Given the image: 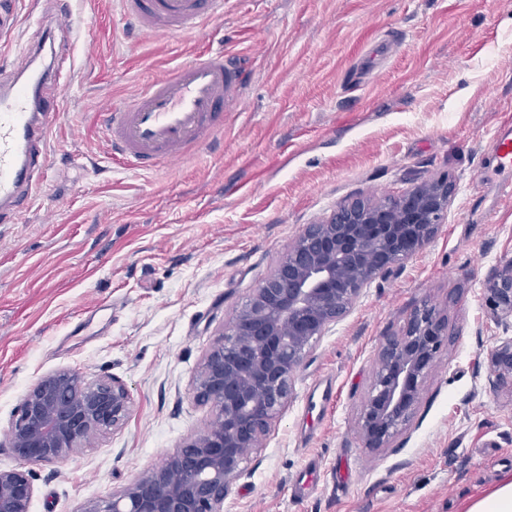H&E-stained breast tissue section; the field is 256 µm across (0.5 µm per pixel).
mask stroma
Here are the masks:
<instances>
[{"mask_svg": "<svg viewBox=\"0 0 512 512\" xmlns=\"http://www.w3.org/2000/svg\"><path fill=\"white\" fill-rule=\"evenodd\" d=\"M0 0L10 74L39 27L71 76L39 195L0 224V470L28 471L31 512H82L160 466L210 417L199 364L306 225L355 197L398 195L448 176V218L423 250L377 278L315 339L294 396L251 450L224 512H462L512 477V384L487 354L506 332L483 285L512 261V199L490 141L512 120V0H229L196 37L133 30L120 0ZM223 51L243 99L222 143L135 171L104 126L150 78ZM435 306L448 336L406 426L364 448L358 418L387 337ZM112 379L133 406L119 429L69 458L27 463L13 414L43 375ZM334 379V401L314 389ZM317 489L295 493L309 461Z\"/></svg>", "mask_w": 512, "mask_h": 512, "instance_id": "stroma-1", "label": "stroma"}]
</instances>
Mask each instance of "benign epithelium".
Listing matches in <instances>:
<instances>
[{"label": "benign epithelium", "instance_id": "benign-epithelium-1", "mask_svg": "<svg viewBox=\"0 0 512 512\" xmlns=\"http://www.w3.org/2000/svg\"><path fill=\"white\" fill-rule=\"evenodd\" d=\"M454 185L443 176L384 200L355 198L309 224L253 288L206 353L192 385L210 419L158 468L144 472L82 512H223L244 470L245 450L259 448L294 395L295 375L312 340L343 317L377 276L421 251L448 214ZM502 321L512 320V261L484 285ZM447 336V321L426 304L403 333L386 339L365 399L358 433L369 450L384 448L411 418L420 386ZM500 379L512 380V337L487 354ZM132 411L116 381L88 382L76 370L41 377L11 422L10 448L30 463L60 462L91 433L120 428ZM30 473L0 470V512H31Z\"/></svg>", "mask_w": 512, "mask_h": 512}]
</instances>
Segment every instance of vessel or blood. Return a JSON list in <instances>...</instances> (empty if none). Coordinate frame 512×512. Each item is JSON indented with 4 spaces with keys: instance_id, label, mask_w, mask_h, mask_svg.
I'll return each mask as SVG.
<instances>
[{
    "instance_id": "vessel-or-blood-1",
    "label": "vessel or blood",
    "mask_w": 512,
    "mask_h": 512,
    "mask_svg": "<svg viewBox=\"0 0 512 512\" xmlns=\"http://www.w3.org/2000/svg\"><path fill=\"white\" fill-rule=\"evenodd\" d=\"M122 12L143 33L187 37L223 18L224 0H121ZM47 38L34 32L20 67L0 81V223H13L31 201L49 165V134L58 119L48 94L65 75L64 60L46 69L36 60ZM239 73L220 51L180 62L145 83L131 103L112 107L106 130L113 153L138 169H154L192 157L224 131V112L241 91ZM491 149L512 170V128H499Z\"/></svg>"
}]
</instances>
